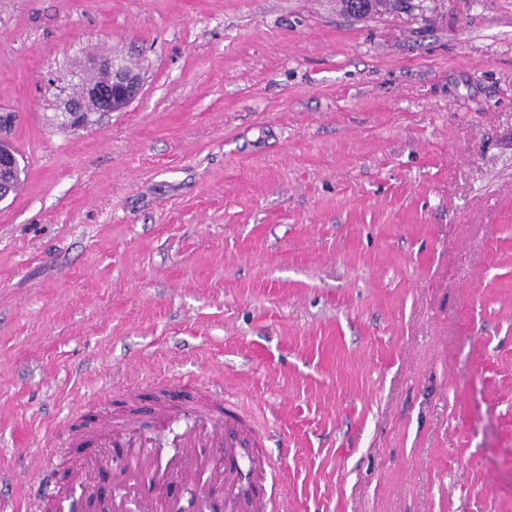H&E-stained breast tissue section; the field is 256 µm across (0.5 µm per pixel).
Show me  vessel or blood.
Segmentation results:
<instances>
[{
  "mask_svg": "<svg viewBox=\"0 0 512 512\" xmlns=\"http://www.w3.org/2000/svg\"><path fill=\"white\" fill-rule=\"evenodd\" d=\"M155 429L180 426L181 454L157 465L152 461L153 438L139 425L135 413L107 407L81 408L66 420L59 433L68 441L91 445L77 469L80 486L91 488L103 455L115 448H137L141 455L129 464L135 492L112 496V512H179L180 503L162 495L171 480L194 484L200 498L219 494L224 512H282L276 493V467L262 446L267 431L261 416L244 408L241 400L224 396L213 382L190 408L161 397L147 401ZM38 500L58 499L60 512H71V498L61 496L54 470H47Z\"/></svg>",
  "mask_w": 512,
  "mask_h": 512,
  "instance_id": "vessel-or-blood-1",
  "label": "vessel or blood"
}]
</instances>
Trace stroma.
<instances>
[{
    "mask_svg": "<svg viewBox=\"0 0 512 512\" xmlns=\"http://www.w3.org/2000/svg\"><path fill=\"white\" fill-rule=\"evenodd\" d=\"M1 112L0 512L157 379L266 413L285 512H512V0H0ZM92 65L93 69L107 70L110 73V81L106 85L85 86L84 97L97 103L95 112H117L124 109L139 91L140 75L112 57L94 60ZM4 171L14 177L17 172H20V163L16 153L5 145L0 137V202L14 193L7 183L1 181Z\"/></svg>",
    "mask_w": 512,
    "mask_h": 512,
    "instance_id": "35a3bbf8",
    "label": "stroma"
}]
</instances>
